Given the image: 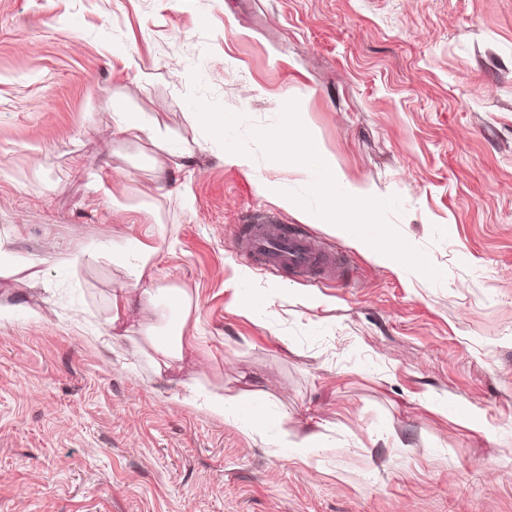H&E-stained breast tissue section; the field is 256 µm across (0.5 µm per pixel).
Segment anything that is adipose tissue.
I'll return each instance as SVG.
<instances>
[{"label":"adipose tissue","mask_w":512,"mask_h":512,"mask_svg":"<svg viewBox=\"0 0 512 512\" xmlns=\"http://www.w3.org/2000/svg\"><path fill=\"white\" fill-rule=\"evenodd\" d=\"M384 206L383 199L363 185H351L348 195L349 220L336 223L338 232L353 244L373 254L377 263L395 266L430 278L437 272L420 257H409L406 250L385 236L374 218ZM130 270L133 285L112 298L110 327L114 338H124L130 317H137L144 330L142 341H131V350L147 358L155 375L181 370L185 359L194 354L195 343L185 334L192 303L178 288H144L140 281L154 261L153 250L140 248Z\"/></svg>","instance_id":"obj_1"}]
</instances>
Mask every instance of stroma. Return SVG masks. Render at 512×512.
Instances as JSON below:
<instances>
[{"instance_id": "35a3bbf8", "label": "stroma", "mask_w": 512, "mask_h": 512, "mask_svg": "<svg viewBox=\"0 0 512 512\" xmlns=\"http://www.w3.org/2000/svg\"><path fill=\"white\" fill-rule=\"evenodd\" d=\"M292 114L437 278L280 203ZM251 213L339 276L243 264ZM0 239L39 270L0 277V512H512V0H0ZM138 247L194 303L181 376L258 433L110 339ZM202 395L213 413L224 417V421L238 423L240 408L249 396V392L226 396L223 389H218L205 391ZM288 428L280 430L276 440L272 443L274 448H288L293 458H309L318 447L316 442L321 440L323 433H312L301 441L290 440Z\"/></svg>"}]
</instances>
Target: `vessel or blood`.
Returning <instances> with one entry per match:
<instances>
[{"label": "vessel or blood", "instance_id": "obj_1", "mask_svg": "<svg viewBox=\"0 0 512 512\" xmlns=\"http://www.w3.org/2000/svg\"><path fill=\"white\" fill-rule=\"evenodd\" d=\"M232 247L246 264L270 272H301L316 279L333 267L332 257L315 240L296 229L283 232L269 218L254 221Z\"/></svg>", "mask_w": 512, "mask_h": 512}]
</instances>
